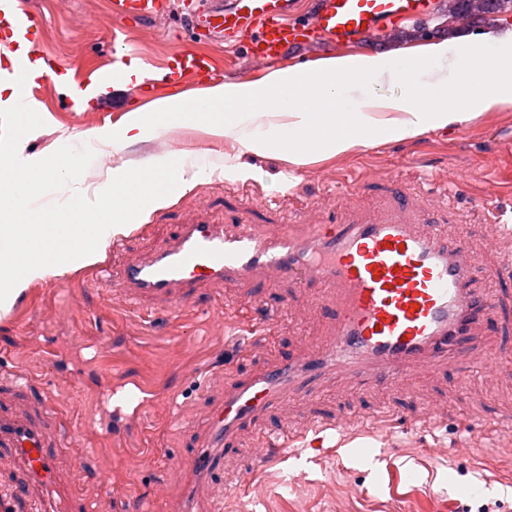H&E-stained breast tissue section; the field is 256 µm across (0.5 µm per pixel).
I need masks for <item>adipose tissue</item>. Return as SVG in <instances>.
<instances>
[{"label": "adipose tissue", "mask_w": 512, "mask_h": 512, "mask_svg": "<svg viewBox=\"0 0 512 512\" xmlns=\"http://www.w3.org/2000/svg\"><path fill=\"white\" fill-rule=\"evenodd\" d=\"M494 57L485 58L470 44L455 49L437 44L427 61L454 55L478 79L494 76L512 64V37L497 39ZM15 78L0 83V105L14 115L9 135L0 136V160L12 167L0 184V244L13 249L0 270V312L10 310L27 284L60 276L94 261L112 236L125 233L144 221L155 207L168 203L187 187L222 172L228 178L250 176L238 163L218 166L207 156L192 152L168 154L137 166L107 170L104 180L86 183L84 161L97 147L119 151L127 145L161 137L175 127H189L217 138L232 137L244 151L258 155L279 154L296 165L312 154H338L357 146L400 141L424 133L461 126L477 110L512 92V82L498 81L494 90L469 92L465 108L452 109L447 96L421 100L419 92L405 98L377 102L364 99L347 104L335 82L350 64L330 59L311 69L275 70L257 83H216L199 95H172L137 107L111 129L87 134L78 141L64 140L52 153L30 157L23 148L30 135L22 90L42 76L40 65L25 53L12 56ZM78 184L76 195L64 198L65 183ZM51 197L52 209L33 211L34 195Z\"/></svg>", "instance_id": "1"}]
</instances>
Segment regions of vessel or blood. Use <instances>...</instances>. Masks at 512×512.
Masks as SVG:
<instances>
[{"mask_svg":"<svg viewBox=\"0 0 512 512\" xmlns=\"http://www.w3.org/2000/svg\"><path fill=\"white\" fill-rule=\"evenodd\" d=\"M295 0H108L116 19L149 22L178 15L198 36L219 35L230 45L247 38L252 54L279 62L287 46L326 37L333 45L352 46L382 27L429 20L434 0H316L310 21L291 16ZM40 17L0 0V29L13 52L27 51L43 63L48 78L65 79L67 66L43 58L35 44ZM216 67L196 49L179 48L163 81L208 75ZM278 278L303 276L326 302H335L333 335L288 363L237 379L224 388V403L210 416L209 448H232L241 430L290 397H308L317 379L343 374L387 388L410 380L421 365L440 366L463 355L466 339L491 315L492 300L470 286L472 264L465 241L425 233L402 205L358 224H319L313 234L283 232L257 236L250 225L225 229L220 224L180 225L171 244L124 267L117 291L126 301L153 300L167 307L194 303L205 284L254 280L264 273ZM355 415L318 419L308 432L323 444L334 432L352 430ZM61 424L48 398L34 399L30 383L13 373L0 374V451L33 482L56 477L52 451L61 447Z\"/></svg>","mask_w":512,"mask_h":512,"instance_id":"b4317fda","label":"vessel or blood"}]
</instances>
